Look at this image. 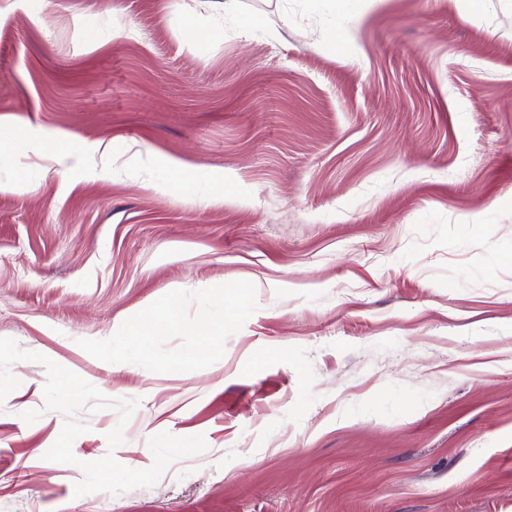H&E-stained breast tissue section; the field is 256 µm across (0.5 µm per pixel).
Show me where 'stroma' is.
<instances>
[{
  "instance_id": "obj_1",
  "label": "stroma",
  "mask_w": 512,
  "mask_h": 512,
  "mask_svg": "<svg viewBox=\"0 0 512 512\" xmlns=\"http://www.w3.org/2000/svg\"><path fill=\"white\" fill-rule=\"evenodd\" d=\"M223 2L0 0V512H512V0ZM130 336H143L134 330L133 326L112 327L109 334L97 340L98 345L105 353V357L113 368L116 366H134L148 354V346L144 341H136ZM121 346L125 350L122 360H114V347Z\"/></svg>"
}]
</instances>
